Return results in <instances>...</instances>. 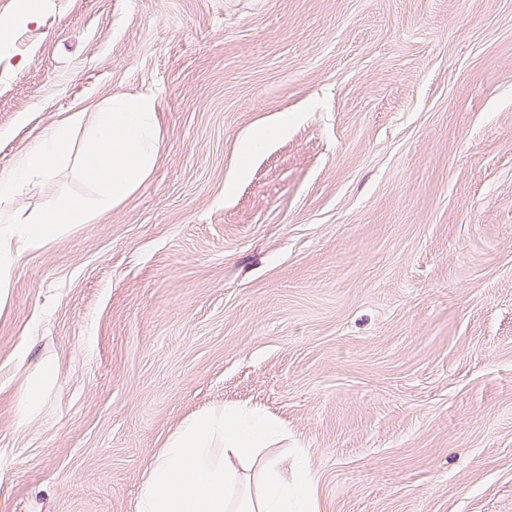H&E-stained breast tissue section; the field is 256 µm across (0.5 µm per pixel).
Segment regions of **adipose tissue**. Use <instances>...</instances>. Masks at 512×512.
I'll use <instances>...</instances> for the list:
<instances>
[{
  "mask_svg": "<svg viewBox=\"0 0 512 512\" xmlns=\"http://www.w3.org/2000/svg\"><path fill=\"white\" fill-rule=\"evenodd\" d=\"M86 205L62 199L29 224L0 225V301L11 258L42 248L67 225L85 223ZM282 423L249 406H224L171 435L142 481L135 512H319L318 478L305 457L264 455Z\"/></svg>",
  "mask_w": 512,
  "mask_h": 512,
  "instance_id": "obj_1",
  "label": "adipose tissue"
}]
</instances>
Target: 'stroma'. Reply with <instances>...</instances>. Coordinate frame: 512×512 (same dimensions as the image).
Returning <instances> with one entry per match:
<instances>
[{"label": "stroma", "instance_id": "stroma-1", "mask_svg": "<svg viewBox=\"0 0 512 512\" xmlns=\"http://www.w3.org/2000/svg\"><path fill=\"white\" fill-rule=\"evenodd\" d=\"M147 92L150 176L13 265L0 512H135L224 404L285 425L320 512H512V0H43L0 45V177ZM54 385V376L52 372H47L40 378L30 380L24 391L19 397L17 405V425H25L30 417L34 414L48 393L49 389Z\"/></svg>", "mask_w": 512, "mask_h": 512}]
</instances>
